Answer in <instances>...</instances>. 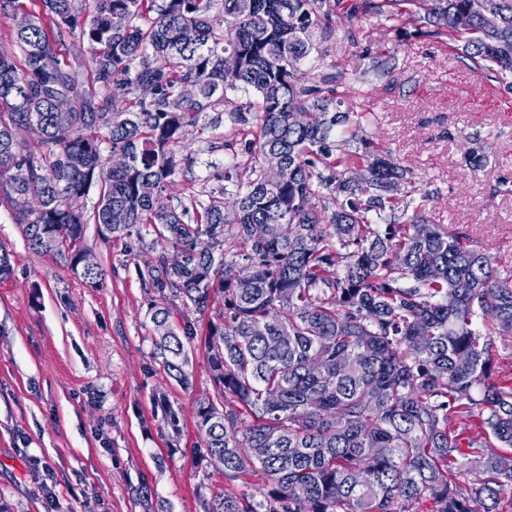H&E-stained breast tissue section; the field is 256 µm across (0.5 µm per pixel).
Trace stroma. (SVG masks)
Returning a JSON list of instances; mask_svg holds the SVG:
<instances>
[{
	"mask_svg": "<svg viewBox=\"0 0 512 512\" xmlns=\"http://www.w3.org/2000/svg\"><path fill=\"white\" fill-rule=\"evenodd\" d=\"M355 2L343 0L333 16L340 40L311 55L309 79L343 73L339 91L373 114L368 135L416 178L428 218L512 269V193L501 190L512 181V79L478 76L426 24L397 31L351 15ZM382 51L389 62L377 73L371 59ZM469 133L490 144L487 162L470 161ZM191 152V173L169 186L170 201L185 197L192 179L224 169L223 151L197 144ZM84 245L107 272L102 287L30 250L0 198V248L12 268L0 278V512H43L39 460L55 472L58 512H203L205 496L256 491L261 476L227 480L195 452L196 405L217 395L204 345L208 316L186 346L190 383L180 385L154 358L149 298L135 272L147 255L120 267L121 242L104 239L94 223ZM168 407L178 425L164 421Z\"/></svg>",
	"mask_w": 512,
	"mask_h": 512,
	"instance_id": "stroma-1",
	"label": "stroma"
}]
</instances>
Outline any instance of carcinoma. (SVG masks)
I'll return each mask as SVG.
<instances>
[{
	"mask_svg": "<svg viewBox=\"0 0 512 512\" xmlns=\"http://www.w3.org/2000/svg\"><path fill=\"white\" fill-rule=\"evenodd\" d=\"M40 2L0 44V196L32 251L98 288L105 270L81 265L80 207L97 190L93 219L122 241L120 265L153 253L138 275L155 355L182 385L191 314L214 312L205 348L219 400L197 404L195 453L265 487L217 493L203 512H421L425 500L431 512H512V373L493 376L494 337L512 334V272L430 223L408 172L364 136L371 113L340 110L336 75L307 78L340 0ZM359 11L426 23L474 70L512 74V0ZM66 33L87 41V61L64 59ZM221 122L219 185L164 202L193 163L178 144ZM22 128L38 150L19 143ZM465 141L484 161V141ZM115 153L126 163L99 180ZM173 301L189 311L178 326ZM466 469L475 480L462 487Z\"/></svg>",
	"mask_w": 512,
	"mask_h": 512,
	"instance_id": "1",
	"label": "carcinoma"
}]
</instances>
